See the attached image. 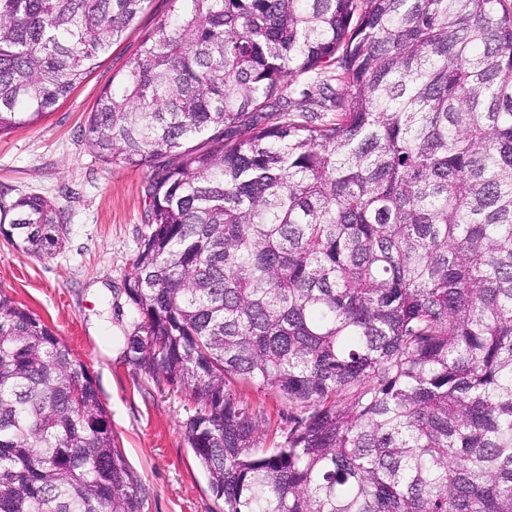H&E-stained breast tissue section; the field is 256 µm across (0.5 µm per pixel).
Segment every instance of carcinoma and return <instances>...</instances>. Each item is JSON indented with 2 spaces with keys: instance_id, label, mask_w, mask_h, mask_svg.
Returning a JSON list of instances; mask_svg holds the SVG:
<instances>
[{
  "instance_id": "cac0c4a2",
  "label": "carcinoma",
  "mask_w": 512,
  "mask_h": 512,
  "mask_svg": "<svg viewBox=\"0 0 512 512\" xmlns=\"http://www.w3.org/2000/svg\"><path fill=\"white\" fill-rule=\"evenodd\" d=\"M147 2L0 0V135L66 99ZM178 2L85 142L152 170L125 358L189 392L224 512H512V13ZM0 234L48 257L64 217L20 195ZM248 388L288 427L269 435ZM140 490L83 364L0 293V512H143ZM248 403L257 412L265 417V423L271 422V426H288V407L273 393L269 391L257 392L246 390L244 392Z\"/></svg>"
}]
</instances>
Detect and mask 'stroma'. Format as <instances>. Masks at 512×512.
Instances as JSON below:
<instances>
[{
  "label": "stroma",
  "mask_w": 512,
  "mask_h": 512,
  "mask_svg": "<svg viewBox=\"0 0 512 512\" xmlns=\"http://www.w3.org/2000/svg\"><path fill=\"white\" fill-rule=\"evenodd\" d=\"M149 0L125 37L35 125L0 136V194H37L65 216L60 251L39 258L0 237V292L48 324L99 389L123 457L141 480L143 512H222L184 436L188 394L137 373L124 337L139 315L126 294L130 261L149 233V171L108 165L91 154L87 118L142 40L170 14Z\"/></svg>",
  "instance_id": "obj_1"
}]
</instances>
